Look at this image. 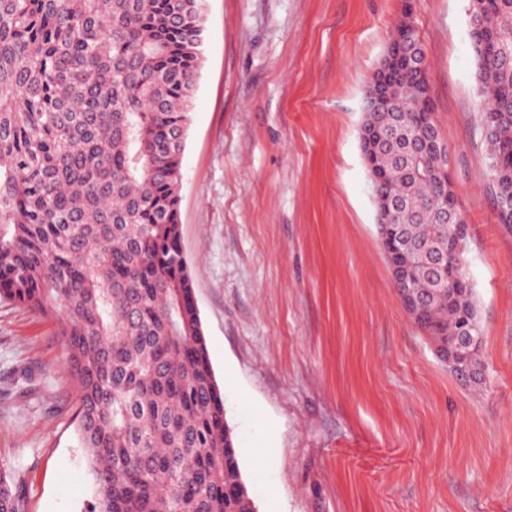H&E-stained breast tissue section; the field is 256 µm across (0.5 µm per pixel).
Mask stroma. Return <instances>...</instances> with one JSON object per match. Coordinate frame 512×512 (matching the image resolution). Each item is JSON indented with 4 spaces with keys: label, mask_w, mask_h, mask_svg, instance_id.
Segmentation results:
<instances>
[{
    "label": "stroma",
    "mask_w": 512,
    "mask_h": 512,
    "mask_svg": "<svg viewBox=\"0 0 512 512\" xmlns=\"http://www.w3.org/2000/svg\"><path fill=\"white\" fill-rule=\"evenodd\" d=\"M467 0H207L182 244L258 512H512V228L485 164ZM409 8L469 227L487 380L403 312L360 143ZM55 319L0 300V469L23 512L100 490Z\"/></svg>",
    "instance_id": "35a3bbf8"
}]
</instances>
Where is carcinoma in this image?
<instances>
[{"label":"carcinoma","instance_id":"cac0c4a2","mask_svg":"<svg viewBox=\"0 0 512 512\" xmlns=\"http://www.w3.org/2000/svg\"><path fill=\"white\" fill-rule=\"evenodd\" d=\"M477 94L497 115L487 165L512 195V0H468ZM203 0H0V299L58 317L100 488L92 512H257L242 480L183 253L182 155L203 64ZM431 99L427 69L410 74ZM396 90L364 120L390 130L381 197L412 250L451 227L440 163L401 155ZM415 324L439 358L460 308L421 267ZM8 475L0 512H20Z\"/></svg>","mask_w":512,"mask_h":512}]
</instances>
